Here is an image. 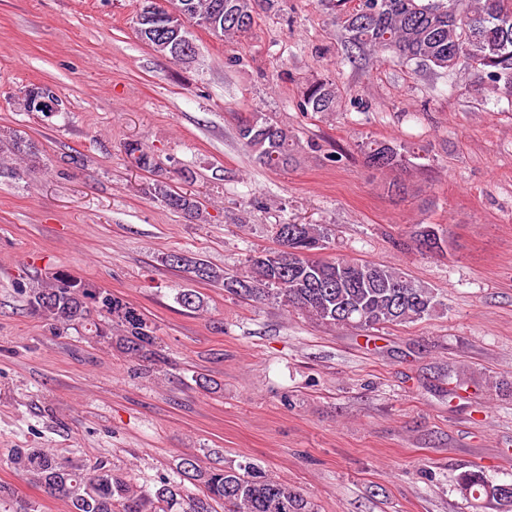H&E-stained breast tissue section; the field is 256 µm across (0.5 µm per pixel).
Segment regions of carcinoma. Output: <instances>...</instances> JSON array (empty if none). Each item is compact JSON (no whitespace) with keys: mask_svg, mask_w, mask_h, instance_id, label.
<instances>
[{"mask_svg":"<svg viewBox=\"0 0 512 512\" xmlns=\"http://www.w3.org/2000/svg\"><path fill=\"white\" fill-rule=\"evenodd\" d=\"M224 4V25L208 32L222 40L246 37L257 9L273 0H170V10L184 8L196 20H207ZM359 17L344 15L343 29L353 49L388 54L403 65L415 63L452 74L457 69L473 71L474 87H486L512 104V0H360ZM140 40L163 57L190 63L175 55L160 32L162 21L135 22ZM336 86L325 80L309 83L298 107L302 112L337 111ZM238 137L256 160L270 169H284L295 160L299 144L291 132L262 113L241 121ZM369 164L380 171H393L409 163L407 150L386 141L361 144ZM126 153L134 163L149 170L153 159L141 146L129 144ZM39 149L20 133L0 142V178L18 175L17 163L36 162ZM148 192L169 210L202 218L201 204L191 195L164 181ZM274 235L281 248L263 251L247 261L246 269L230 273L207 261L173 252L166 263L186 273L189 280L217 284L244 300L273 301L291 311L331 326H346L368 332L383 325L414 323L431 317L440 305L433 289L411 280L401 269L343 256L318 257L328 233L317 224H277ZM412 239L418 250L421 240L429 251H439L446 242L434 224H416ZM299 257L288 261L284 246ZM31 311L53 334L83 329L90 336L136 360L151 354L156 336L148 316L132 304L93 288L70 275L55 273L21 289ZM177 303L197 312L204 301L193 288H180ZM10 462L26 481L66 498L71 512H315L314 504L297 489L257 470L250 462L228 468H204L193 457H182L176 477L140 485L135 478L116 470L106 461L91 466L44 448H15ZM197 492L190 493L184 482ZM457 489L466 499L481 500L501 512V484L490 481L480 469L457 478Z\"/></svg>","mask_w":512,"mask_h":512,"instance_id":"1","label":"carcinoma"}]
</instances>
